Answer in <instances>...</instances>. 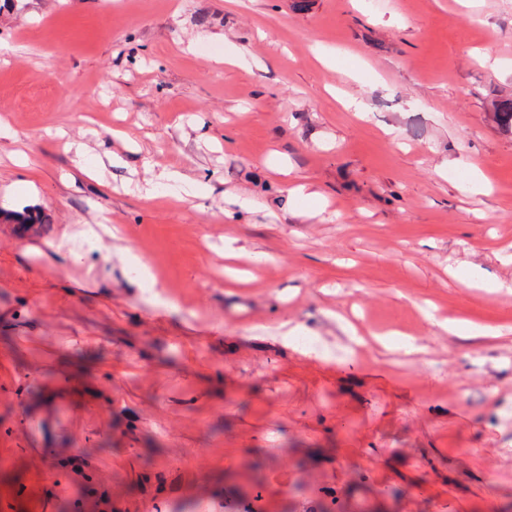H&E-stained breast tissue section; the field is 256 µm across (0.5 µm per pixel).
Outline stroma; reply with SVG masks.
Listing matches in <instances>:
<instances>
[{
    "label": "stroma",
    "instance_id": "35a3bbf8",
    "mask_svg": "<svg viewBox=\"0 0 512 512\" xmlns=\"http://www.w3.org/2000/svg\"><path fill=\"white\" fill-rule=\"evenodd\" d=\"M506 100L512 0H0V512H512ZM437 326L448 333H466L469 336H497V329L487 324H471L466 321H449L437 323Z\"/></svg>",
    "mask_w": 512,
    "mask_h": 512
}]
</instances>
